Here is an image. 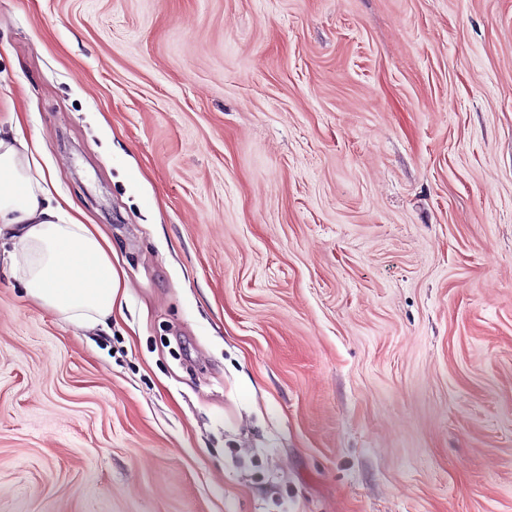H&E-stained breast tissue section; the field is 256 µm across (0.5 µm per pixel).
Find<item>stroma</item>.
<instances>
[{
  "label": "stroma",
  "mask_w": 512,
  "mask_h": 512,
  "mask_svg": "<svg viewBox=\"0 0 512 512\" xmlns=\"http://www.w3.org/2000/svg\"><path fill=\"white\" fill-rule=\"evenodd\" d=\"M112 242L0 235V512H512V0H0V132ZM41 155L37 141L0 133V224H21L12 272L40 305L72 320L103 323L112 319L119 291L111 245L55 192Z\"/></svg>",
  "instance_id": "1"
}]
</instances>
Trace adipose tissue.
Wrapping results in <instances>:
<instances>
[{"label":"adipose tissue","mask_w":512,"mask_h":512,"mask_svg":"<svg viewBox=\"0 0 512 512\" xmlns=\"http://www.w3.org/2000/svg\"><path fill=\"white\" fill-rule=\"evenodd\" d=\"M41 154L38 142L0 135V224L20 227L12 272L40 305L72 320L103 322L119 291L111 245L56 194Z\"/></svg>","instance_id":"1"}]
</instances>
